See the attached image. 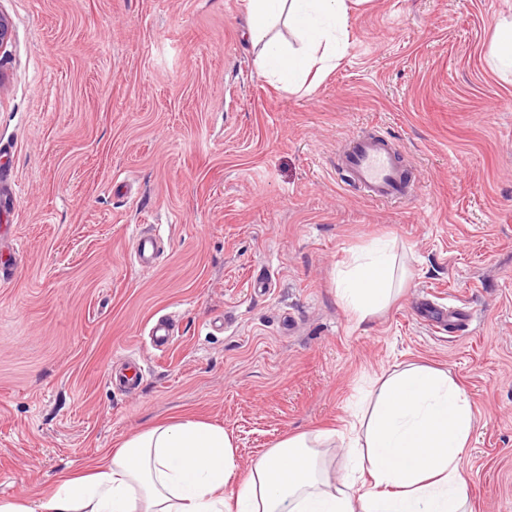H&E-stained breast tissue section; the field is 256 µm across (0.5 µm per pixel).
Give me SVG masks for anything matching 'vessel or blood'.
Instances as JSON below:
<instances>
[{"instance_id":"b4317fda","label":"vessel or blood","mask_w":512,"mask_h":512,"mask_svg":"<svg viewBox=\"0 0 512 512\" xmlns=\"http://www.w3.org/2000/svg\"><path fill=\"white\" fill-rule=\"evenodd\" d=\"M339 166L371 201L398 202L410 198L415 192L413 182L400 164L396 148L384 137L365 133L354 136L341 152ZM19 192L18 184L11 178L9 164L0 161V210L9 209ZM131 252L141 266H152L158 252L157 242L149 234L137 233ZM143 371L139 362H127L114 373L112 382L118 386H138Z\"/></svg>"}]
</instances>
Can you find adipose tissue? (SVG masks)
Wrapping results in <instances>:
<instances>
[{
    "label": "adipose tissue",
    "instance_id": "1",
    "mask_svg": "<svg viewBox=\"0 0 512 512\" xmlns=\"http://www.w3.org/2000/svg\"><path fill=\"white\" fill-rule=\"evenodd\" d=\"M357 2L245 0L257 68L287 89L324 75ZM394 273L392 255L359 253L339 270L337 296L364 320L387 306ZM472 430L471 406L448 373L410 363L386 375L368 415L338 433L287 437L246 477L223 428L184 417L104 452L89 473L60 475L38 500L0 501V512H471ZM339 443L365 481L331 477L325 451Z\"/></svg>",
    "mask_w": 512,
    "mask_h": 512
}]
</instances>
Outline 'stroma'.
<instances>
[{"mask_svg":"<svg viewBox=\"0 0 512 512\" xmlns=\"http://www.w3.org/2000/svg\"><path fill=\"white\" fill-rule=\"evenodd\" d=\"M0 144L20 250L0 283V498L173 417L223 427L240 473L288 435L343 428L416 362L469 400L473 512H512V74L490 64L512 0H365L336 66L296 92L262 75L244 0H0ZM392 136L415 198L336 172ZM151 227L161 254L130 255ZM378 245L408 274L355 320L338 271ZM461 309L436 330L424 301ZM174 342L153 349L151 322ZM140 359L133 390L113 360Z\"/></svg>","mask_w":512,"mask_h":512,"instance_id":"obj_1","label":"stroma"}]
</instances>
